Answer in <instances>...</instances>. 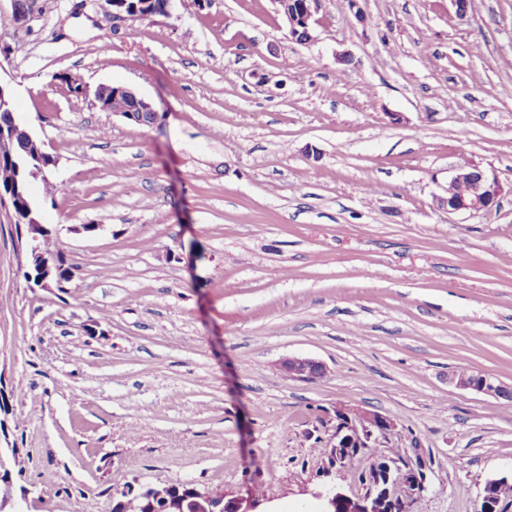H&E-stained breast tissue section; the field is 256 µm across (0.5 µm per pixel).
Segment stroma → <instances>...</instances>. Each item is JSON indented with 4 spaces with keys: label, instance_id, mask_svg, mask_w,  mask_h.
Instances as JSON below:
<instances>
[{
    "label": "stroma",
    "instance_id": "1",
    "mask_svg": "<svg viewBox=\"0 0 512 512\" xmlns=\"http://www.w3.org/2000/svg\"><path fill=\"white\" fill-rule=\"evenodd\" d=\"M359 5L322 0L300 44L274 0L118 23L38 0L24 26L0 0V84L57 160L32 191L74 272L28 287L0 207L12 512H112L177 480L312 512L341 404L394 423L337 475L349 496L383 454L426 464L410 512H479L512 473V409L448 382L512 385V0ZM112 84L157 121L102 111ZM466 162L501 183L492 211L438 207ZM95 99L100 107L105 102L112 100H122L126 107L122 110H109L119 114L128 121L138 125H151L155 122L157 112H155L151 102L140 96L131 88L122 85H103L95 92ZM121 107L120 102H112V109ZM281 368L289 377L313 380L324 377L326 368L323 364L310 358L289 357L282 361ZM449 381L459 389L483 394L500 401V404L512 402V386H506L482 372L466 368L458 369L451 374ZM509 487H512V474L510 477L503 475L486 479L481 495V504L484 505V511L495 512L503 492Z\"/></svg>",
    "mask_w": 512,
    "mask_h": 512
}]
</instances>
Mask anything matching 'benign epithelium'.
Wrapping results in <instances>:
<instances>
[{
    "mask_svg": "<svg viewBox=\"0 0 512 512\" xmlns=\"http://www.w3.org/2000/svg\"><path fill=\"white\" fill-rule=\"evenodd\" d=\"M152 0H111L108 9L114 20L143 19L151 15L149 5ZM321 0H276L278 12L288 27L290 38L306 44L314 39L315 15L319 11ZM36 0H13V20L26 24L34 13ZM95 99L102 105L113 100H121L126 107L117 114L138 125H151L155 122V112L151 102L134 90L122 85H103L95 92ZM503 188L497 178L478 165L465 163L456 169L448 182L446 195L437 198L438 205L450 213L490 211L502 196ZM26 235L27 257L25 266L37 275L39 288H58L61 282L56 277L55 260L37 249L33 242L39 239L45 226L27 214L21 225ZM281 368L290 377L313 380L326 375L323 364L310 358L289 357L282 361ZM449 381L462 390L474 391L491 397L502 404L512 402V386H506L497 379L482 372L470 369H458L449 377ZM339 426L336 428L335 441L332 444L338 456L348 455L352 449L362 451L370 447L372 440L384 435L393 428L392 421L377 413L358 410L347 405L336 407ZM383 465L385 487L369 484L367 492L361 497L346 495L335 484H331L313 497L319 501L318 512H378L380 498L391 497L390 488L401 484L405 503L420 495L425 489V481L407 479V475L394 474L395 462L388 456L379 459ZM512 487V476L492 477L485 480L481 495L484 512H496L505 490ZM198 498L207 507L206 512H256L266 502V498L249 494L245 497H227L222 491L195 490Z\"/></svg>",
    "mask_w": 512,
    "mask_h": 512,
    "instance_id": "7a95c632",
    "label": "benign epithelium"
}]
</instances>
